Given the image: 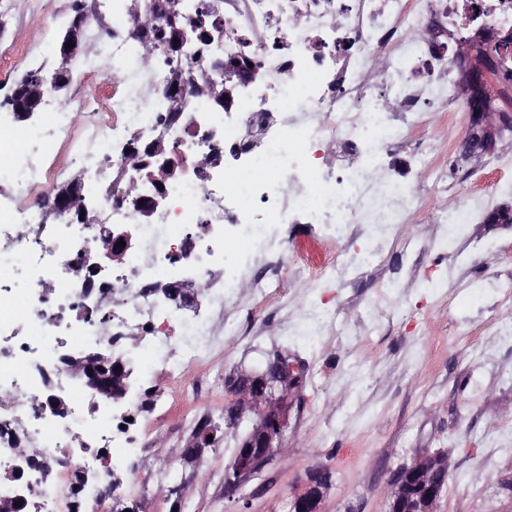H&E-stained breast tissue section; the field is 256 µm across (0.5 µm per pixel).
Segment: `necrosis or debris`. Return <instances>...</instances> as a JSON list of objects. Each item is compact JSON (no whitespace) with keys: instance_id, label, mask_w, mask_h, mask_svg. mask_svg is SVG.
<instances>
[{"instance_id":"1","label":"necrosis or debris","mask_w":512,"mask_h":512,"mask_svg":"<svg viewBox=\"0 0 512 512\" xmlns=\"http://www.w3.org/2000/svg\"><path fill=\"white\" fill-rule=\"evenodd\" d=\"M99 3L70 108L0 113V499L23 496L22 512H102L113 465L153 447L160 425L224 418L156 411L134 390L104 401L76 381L86 349L135 352L154 385L205 389L226 325L255 320L237 313L243 300L284 309L289 288L310 289L278 335L331 338L342 290L393 244L413 246L402 228L428 195L460 240L498 205L477 188L457 199L426 136L455 98V44L433 53L425 30L432 17L456 35L512 32V0H183L223 35L188 42L177 67L169 47L143 64L151 25ZM244 60L252 81L225 79ZM204 76L222 98L194 91ZM172 83L184 88L178 112L164 99ZM77 175L82 207L58 208L53 196ZM286 224L321 234L296 244ZM186 275L204 290L178 309L159 290Z\"/></svg>"}]
</instances>
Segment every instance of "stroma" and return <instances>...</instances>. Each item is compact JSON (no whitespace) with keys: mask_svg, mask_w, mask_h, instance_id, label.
I'll return each mask as SVG.
<instances>
[{"mask_svg":"<svg viewBox=\"0 0 512 512\" xmlns=\"http://www.w3.org/2000/svg\"><path fill=\"white\" fill-rule=\"evenodd\" d=\"M65 25L27 15L23 37L48 48L30 69L49 74L57 67ZM466 237L473 246L467 277L512 278V226L471 224ZM458 253L451 246L416 266L396 245L381 264L363 268L360 287L348 294L364 306L377 300L382 279L407 275L414 283L382 303L387 321L380 330L364 332L350 312L338 319L342 337L334 342L244 346L226 337L224 363L210 375L213 401L224 399L225 373L263 367L274 353L304 365L287 446L234 496L217 498L214 486L223 483L248 423L219 426L215 446L190 463L180 458L189 436L161 442L153 454L171 477L149 488L144 512H170L175 485L181 512H287L289 497L317 466L332 474L320 512H385L397 467L436 454L448 461L438 512H512V344L497 335L512 325V296L498 295L495 306L481 310L454 287L423 289ZM323 362L335 381L313 380L311 367Z\"/></svg>","mask_w":512,"mask_h":512,"instance_id":"1","label":"stroma"}]
</instances>
